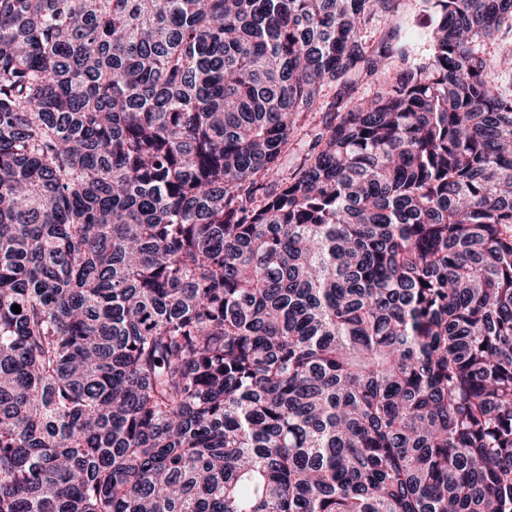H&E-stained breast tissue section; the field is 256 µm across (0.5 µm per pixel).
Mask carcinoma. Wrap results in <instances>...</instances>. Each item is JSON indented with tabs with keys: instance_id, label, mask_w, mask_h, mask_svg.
Masks as SVG:
<instances>
[{
	"instance_id": "cac0c4a2",
	"label": "carcinoma",
	"mask_w": 512,
	"mask_h": 512,
	"mask_svg": "<svg viewBox=\"0 0 512 512\" xmlns=\"http://www.w3.org/2000/svg\"><path fill=\"white\" fill-rule=\"evenodd\" d=\"M425 2L0 0V512H512V0Z\"/></svg>"
}]
</instances>
